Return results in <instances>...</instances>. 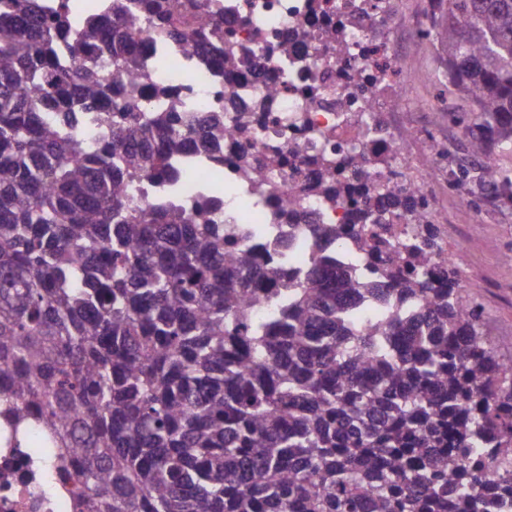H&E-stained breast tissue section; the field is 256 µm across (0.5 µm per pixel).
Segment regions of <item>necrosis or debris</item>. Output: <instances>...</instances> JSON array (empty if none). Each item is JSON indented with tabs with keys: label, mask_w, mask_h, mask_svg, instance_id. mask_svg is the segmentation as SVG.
Segmentation results:
<instances>
[{
	"label": "necrosis or debris",
	"mask_w": 512,
	"mask_h": 512,
	"mask_svg": "<svg viewBox=\"0 0 512 512\" xmlns=\"http://www.w3.org/2000/svg\"><path fill=\"white\" fill-rule=\"evenodd\" d=\"M347 2L210 0L211 12L224 14L226 43L252 60L248 69H224L204 47L188 42L161 52L149 48L143 55L150 83L174 88L185 102L190 131L221 116L218 137L224 146L219 161L209 159L202 148L187 146L175 188L155 182L147 185V197L156 199L173 190L179 204L191 207L204 196L213 221L223 222L229 209L235 222L256 224V231L240 243L270 269L265 282L269 288L278 287L283 277L299 278L314 249L309 225L344 229L352 222L349 195L329 202L311 193L294 194L299 177H314V158L327 144H351L361 135L359 128L338 119L340 103L351 100L352 72H382L391 78L388 91L374 97L368 111H394L396 103L409 95L407 84L393 76L400 58L392 18L379 25L367 19L348 23L344 33L353 52L347 62L337 61L324 34L343 20L341 9ZM286 42L297 45V56L280 55ZM252 110L265 114L259 133L252 137L235 133L237 120ZM296 144L301 147L297 153L292 150ZM413 150L414 135L407 128L368 142V154L395 158L393 170H374V178L398 190L415 187L431 193L437 172L432 169L414 177L405 163ZM243 157L258 171L277 161L273 185L260 191L242 178L237 162ZM229 189L238 192L232 209L225 199ZM276 243L281 246L277 253L272 250ZM56 455V449L43 447L39 433H29L25 446L14 448L7 431L0 429V512H76L72 494L57 479Z\"/></svg>",
	"instance_id": "obj_1"
}]
</instances>
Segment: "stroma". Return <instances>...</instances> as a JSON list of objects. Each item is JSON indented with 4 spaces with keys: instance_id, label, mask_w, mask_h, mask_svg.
I'll return each instance as SVG.
<instances>
[{
    "instance_id": "35a3bbf8",
    "label": "stroma",
    "mask_w": 512,
    "mask_h": 512,
    "mask_svg": "<svg viewBox=\"0 0 512 512\" xmlns=\"http://www.w3.org/2000/svg\"><path fill=\"white\" fill-rule=\"evenodd\" d=\"M415 6V0H401L394 30L403 43L400 77L410 83V104L428 114L427 123L417 131V157L426 158L429 139L454 137L458 140L456 159L471 164L469 142L460 128L449 124L446 106L436 99V84L429 79L439 70L433 48L410 35L418 21ZM433 222L449 254L458 258L467 293L485 307L484 332L500 341H512V267L506 262L507 255H512V204L498 207L491 217L484 207L471 204L466 192L442 184L435 194Z\"/></svg>"
}]
</instances>
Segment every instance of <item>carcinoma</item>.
Listing matches in <instances>:
<instances>
[{
	"mask_svg": "<svg viewBox=\"0 0 512 512\" xmlns=\"http://www.w3.org/2000/svg\"><path fill=\"white\" fill-rule=\"evenodd\" d=\"M208 2L0 0V423L60 449L77 512H512V374L456 265L428 264L422 192L354 198L372 278L318 250L279 288L207 202L131 195L174 184L188 139L141 44L223 39ZM422 39L448 122L495 156L452 184L512 202V0H446ZM341 156L326 199L392 165Z\"/></svg>",
	"mask_w": 512,
	"mask_h": 512,
	"instance_id": "carcinoma-1",
	"label": "carcinoma"
}]
</instances>
